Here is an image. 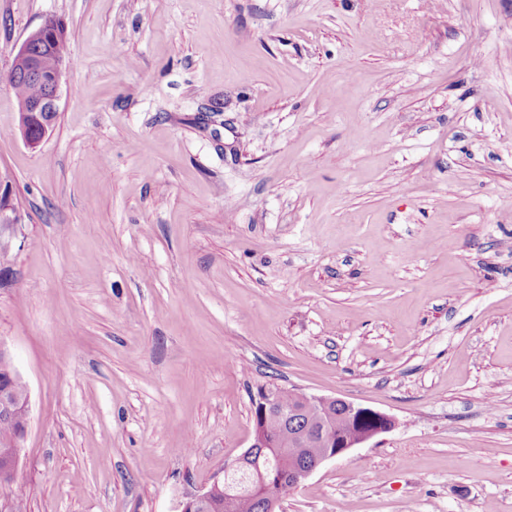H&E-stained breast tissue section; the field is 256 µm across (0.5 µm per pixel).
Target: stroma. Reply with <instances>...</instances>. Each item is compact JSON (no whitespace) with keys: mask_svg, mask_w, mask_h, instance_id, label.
Returning <instances> with one entry per match:
<instances>
[{"mask_svg":"<svg viewBox=\"0 0 512 512\" xmlns=\"http://www.w3.org/2000/svg\"><path fill=\"white\" fill-rule=\"evenodd\" d=\"M15 512H180L273 382L395 427L280 512H512V0H0ZM65 31L55 24L46 23L31 33L15 54L12 67L25 75L37 79L46 87L45 94L35 100L22 101L19 105L20 131L25 143L36 148L48 134L57 117L60 88L68 63ZM57 43V44H56ZM12 67L7 71L6 82L14 91L18 102L34 98L43 92V87L25 79Z\"/></svg>","mask_w":512,"mask_h":512,"instance_id":"35a3bbf8","label":"stroma"}]
</instances>
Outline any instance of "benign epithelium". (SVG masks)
Instances as JSON below:
<instances>
[{"instance_id": "1", "label": "benign epithelium", "mask_w": 512, "mask_h": 512, "mask_svg": "<svg viewBox=\"0 0 512 512\" xmlns=\"http://www.w3.org/2000/svg\"><path fill=\"white\" fill-rule=\"evenodd\" d=\"M64 35V30L47 23L25 39L12 61V67L39 80L46 87L42 97L23 101L19 105L20 131L25 143L32 148L40 145L57 117L60 88L68 58L55 54L54 47ZM290 394L294 402L284 412L285 427L290 430L289 437L304 448L308 447L310 439H317L320 453L302 467L290 464L288 471L279 473L276 440L263 445L255 438L240 456L224 464V474L246 472L258 480L277 473L280 483L288 485L291 490L324 462L348 455L354 448L392 430L396 425L391 416L354 401L294 390ZM277 402L278 392L266 387L258 396L257 406L261 414L266 415ZM331 403L343 406L345 412L353 418L358 416L371 419L373 425L349 434L335 431V426L328 419ZM28 420V389L13 367L0 377V423H9L15 428L11 441L0 447V485L14 481L18 451L27 433ZM222 489L224 483L214 482L205 491L185 501L181 512H200Z\"/></svg>"}]
</instances>
